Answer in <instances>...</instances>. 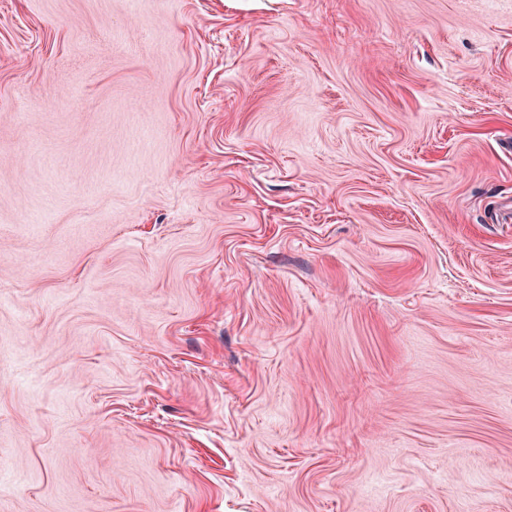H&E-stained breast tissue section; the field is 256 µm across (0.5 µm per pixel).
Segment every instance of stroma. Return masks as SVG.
<instances>
[{
  "instance_id": "stroma-1",
  "label": "stroma",
  "mask_w": 512,
  "mask_h": 512,
  "mask_svg": "<svg viewBox=\"0 0 512 512\" xmlns=\"http://www.w3.org/2000/svg\"><path fill=\"white\" fill-rule=\"evenodd\" d=\"M512 0H0V512H512Z\"/></svg>"
}]
</instances>
